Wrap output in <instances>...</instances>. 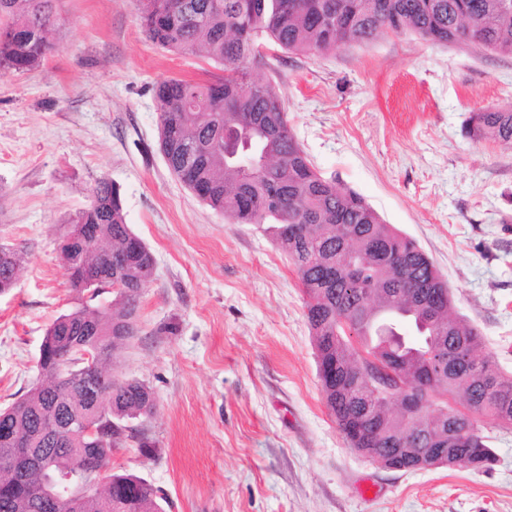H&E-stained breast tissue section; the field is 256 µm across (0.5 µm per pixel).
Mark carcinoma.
<instances>
[{
  "instance_id": "obj_1",
  "label": "carcinoma",
  "mask_w": 512,
  "mask_h": 512,
  "mask_svg": "<svg viewBox=\"0 0 512 512\" xmlns=\"http://www.w3.org/2000/svg\"><path fill=\"white\" fill-rule=\"evenodd\" d=\"M50 0H0V67L24 72L53 48ZM149 38L177 52L203 51L224 75L195 82L169 78L156 88L160 138L170 171L210 207L239 224H266L301 282L318 376L330 415L352 448L448 449V467L489 470L495 462L478 428L487 418L512 426V374L480 357L481 332L455 314L446 282L428 256L360 195L340 190L311 166L288 126L276 88L252 79L248 61L265 41L288 51L328 53L369 43L384 32L411 33L438 44L483 47L512 57V0H140ZM475 140L512 143V108L469 117ZM269 159V167L242 165ZM94 204L79 211L69 232L87 225L97 244L60 252L75 305L46 329L38 356L43 377L0 410V456L10 436L31 441L38 462H22L17 478L0 475V512H64L47 496L57 479L112 458L115 447L86 441L79 430L59 443L51 424L80 418L100 428L140 432L132 420L153 413L155 398L134 379L88 372L60 381L61 360L95 336L116 358L138 318L153 268L150 250L126 224L120 192L100 180ZM17 252L0 249V293L19 267ZM98 286L79 288L84 267ZM371 290L370 307L364 305ZM404 365L408 389L425 379L428 398L455 413L427 411L410 423L403 390L366 409L368 372L360 350ZM459 430L453 432L451 425ZM112 507L86 498L81 512H164L163 491L131 473L112 474Z\"/></svg>"
}]
</instances>
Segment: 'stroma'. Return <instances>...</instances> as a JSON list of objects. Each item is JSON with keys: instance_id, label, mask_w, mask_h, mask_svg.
I'll return each instance as SVG.
<instances>
[{"instance_id": "stroma-1", "label": "stroma", "mask_w": 512, "mask_h": 512, "mask_svg": "<svg viewBox=\"0 0 512 512\" xmlns=\"http://www.w3.org/2000/svg\"><path fill=\"white\" fill-rule=\"evenodd\" d=\"M54 49L0 74V244L20 251L0 295V406L38 376L49 324L74 304L59 243L108 179L154 271L138 335L112 367L154 394L112 468L161 487L166 512H512V428L480 421L491 470L373 465L330 416L296 271L261 224L200 201L159 147L156 86L222 73L154 44L139 0H53ZM315 171L360 194L438 268L481 355L512 372V145L465 134L471 113L512 107V57L390 32L326 54L267 46ZM372 487L374 496L364 495Z\"/></svg>"}]
</instances>
